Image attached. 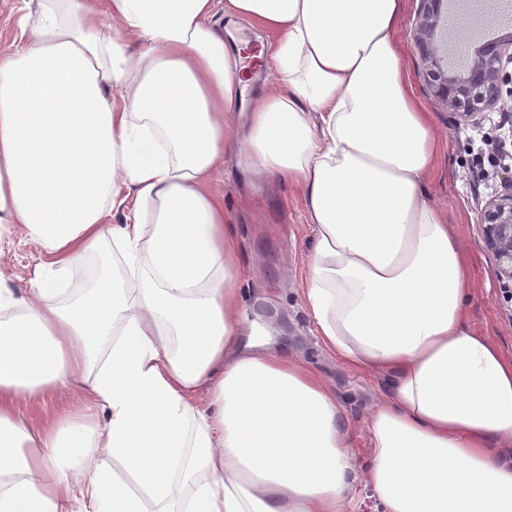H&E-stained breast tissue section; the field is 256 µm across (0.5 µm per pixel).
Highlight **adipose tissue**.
<instances>
[{"label":"adipose tissue","instance_id":"adipose-tissue-1","mask_svg":"<svg viewBox=\"0 0 512 512\" xmlns=\"http://www.w3.org/2000/svg\"><path fill=\"white\" fill-rule=\"evenodd\" d=\"M23 2L0 235L42 259L25 291L0 273V512H347L359 483L377 512H512V355L471 325V259L426 191L406 0ZM220 11L275 39L245 112L253 54ZM233 145L301 196L323 348L386 381L364 470L334 391L256 338L213 181Z\"/></svg>","mask_w":512,"mask_h":512}]
</instances>
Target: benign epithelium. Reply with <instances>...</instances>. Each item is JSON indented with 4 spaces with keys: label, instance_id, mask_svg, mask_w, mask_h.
<instances>
[{
    "label": "benign epithelium",
    "instance_id": "obj_1",
    "mask_svg": "<svg viewBox=\"0 0 512 512\" xmlns=\"http://www.w3.org/2000/svg\"><path fill=\"white\" fill-rule=\"evenodd\" d=\"M445 4L447 0H421L414 39L424 82L448 111L467 121L495 106L503 98L505 83L512 81L501 66L503 58H512V30L490 44L475 47L467 70H452L448 57L435 48L447 26ZM480 225L494 257V277L512 282V180L506 193L490 199L481 209Z\"/></svg>",
    "mask_w": 512,
    "mask_h": 512
}]
</instances>
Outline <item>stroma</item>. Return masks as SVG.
<instances>
[{
    "instance_id": "1",
    "label": "stroma",
    "mask_w": 512,
    "mask_h": 512,
    "mask_svg": "<svg viewBox=\"0 0 512 512\" xmlns=\"http://www.w3.org/2000/svg\"><path fill=\"white\" fill-rule=\"evenodd\" d=\"M420 5V0H406L400 39L412 92L435 117L441 141V163L429 182V192L447 212L449 223L458 229L472 258L471 325L512 353V303L504 302L501 284L492 275L494 258L479 224L481 208L492 194L504 191L505 183L502 173L491 174L489 189L477 193L468 177L472 159L467 136L491 137L495 129L484 112L472 121L457 122L425 84L413 39ZM499 9L498 0H456L449 5V54L463 56L473 49L476 31L492 25ZM215 184L224 195L225 211L237 226L243 285L255 312L284 336L289 354L307 362L334 390L343 407L344 426L351 437L356 463L367 466L372 448L366 423L385 382L338 362L322 348L314 333L312 320L298 296L310 241L297 195L286 182L252 176L246 159L233 151L228 154L225 171L217 173ZM39 256L34 243L17 237L0 242V269L11 287L28 288L30 272Z\"/></svg>"
}]
</instances>
